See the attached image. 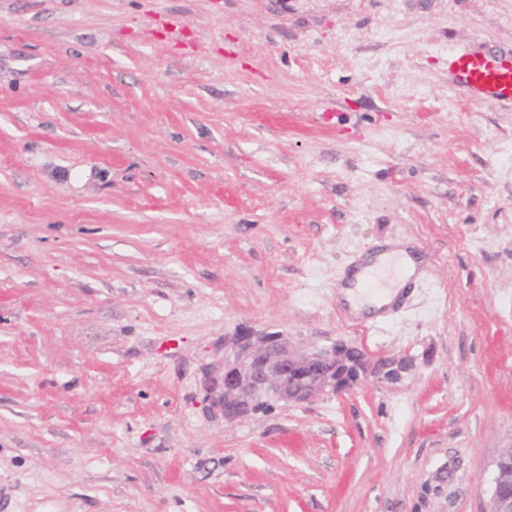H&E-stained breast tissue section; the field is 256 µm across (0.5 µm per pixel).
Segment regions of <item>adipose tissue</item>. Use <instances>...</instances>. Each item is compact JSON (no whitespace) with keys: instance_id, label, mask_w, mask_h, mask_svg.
<instances>
[{"instance_id":"1","label":"adipose tissue","mask_w":512,"mask_h":512,"mask_svg":"<svg viewBox=\"0 0 512 512\" xmlns=\"http://www.w3.org/2000/svg\"><path fill=\"white\" fill-rule=\"evenodd\" d=\"M399 263L403 268L401 278L389 282L385 291L375 296H362L358 287L360 282L373 270L388 266L391 263ZM418 262L415 256L404 247L393 248L370 254L363 265L353 275L345 286L342 296L357 314H372L380 312L384 307L392 303L398 296L401 288H404L417 272Z\"/></svg>"}]
</instances>
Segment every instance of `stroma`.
<instances>
[{"label":"stroma","mask_w":512,"mask_h":512,"mask_svg":"<svg viewBox=\"0 0 512 512\" xmlns=\"http://www.w3.org/2000/svg\"><path fill=\"white\" fill-rule=\"evenodd\" d=\"M512 0H0V512H484L512 448ZM386 242L378 318L338 281ZM244 329L409 359L225 422ZM454 81L484 104L512 101V57L474 49L449 56ZM392 262L401 264L403 274L400 278L391 280L387 289L375 296H362L358 292L360 282L373 270L388 266ZM418 262L416 257L405 247L393 248L370 254L364 264L352 276V279L341 291L342 297L349 303L357 314H376L392 303L400 289L416 274ZM398 266L375 271L369 274L361 283V291L365 293L378 292L385 287L388 279L396 276Z\"/></svg>","instance_id":"1"}]
</instances>
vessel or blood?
<instances>
[{
    "instance_id": "vessel-or-blood-1",
    "label": "vessel or blood",
    "mask_w": 512,
    "mask_h": 512,
    "mask_svg": "<svg viewBox=\"0 0 512 512\" xmlns=\"http://www.w3.org/2000/svg\"><path fill=\"white\" fill-rule=\"evenodd\" d=\"M455 82L484 104L512 101V57L460 49L449 57Z\"/></svg>"
}]
</instances>
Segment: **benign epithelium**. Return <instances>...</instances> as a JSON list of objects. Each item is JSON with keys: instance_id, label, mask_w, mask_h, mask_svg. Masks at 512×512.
<instances>
[{"instance_id": "obj_1", "label": "benign epithelium", "mask_w": 512, "mask_h": 512, "mask_svg": "<svg viewBox=\"0 0 512 512\" xmlns=\"http://www.w3.org/2000/svg\"><path fill=\"white\" fill-rule=\"evenodd\" d=\"M340 344L302 346L278 333L242 331L224 338V366L215 377L224 398V421L232 422L264 408H288L353 390L370 377L395 383L408 370V363L392 359V373L378 372L381 358L365 348ZM509 453L502 451L494 462V476L487 491L486 512H512V467Z\"/></svg>"}]
</instances>
